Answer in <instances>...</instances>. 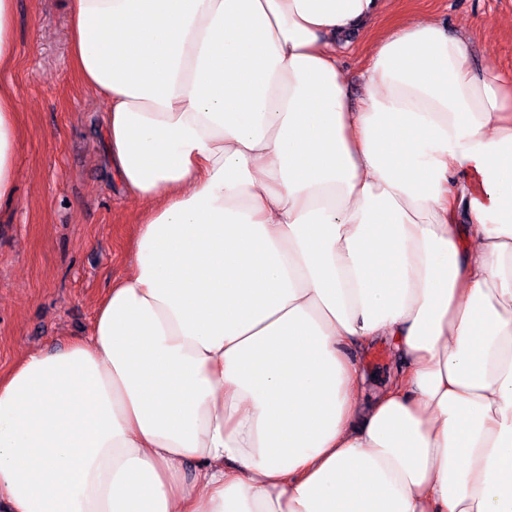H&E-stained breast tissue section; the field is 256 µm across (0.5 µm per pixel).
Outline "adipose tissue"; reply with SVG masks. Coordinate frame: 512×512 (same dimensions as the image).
<instances>
[{"label":"adipose tissue","instance_id":"1","mask_svg":"<svg viewBox=\"0 0 512 512\" xmlns=\"http://www.w3.org/2000/svg\"><path fill=\"white\" fill-rule=\"evenodd\" d=\"M393 2L70 0L145 209L88 333L0 375L5 512H512V78L401 23L350 108L336 39ZM356 357L367 375V393L372 395L380 384L391 377L394 370L392 356L385 345L379 344L366 352H356Z\"/></svg>","mask_w":512,"mask_h":512}]
</instances>
